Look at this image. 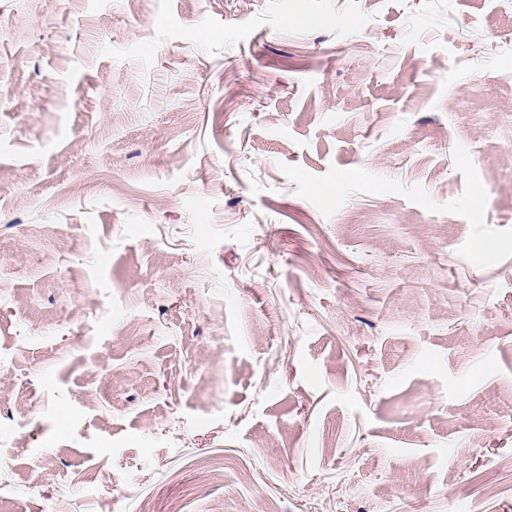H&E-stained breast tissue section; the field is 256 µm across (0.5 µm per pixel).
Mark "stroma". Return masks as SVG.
<instances>
[{
	"mask_svg": "<svg viewBox=\"0 0 512 512\" xmlns=\"http://www.w3.org/2000/svg\"><path fill=\"white\" fill-rule=\"evenodd\" d=\"M509 141L512 0H0V512H512Z\"/></svg>",
	"mask_w": 512,
	"mask_h": 512,
	"instance_id": "obj_1",
	"label": "stroma"
}]
</instances>
